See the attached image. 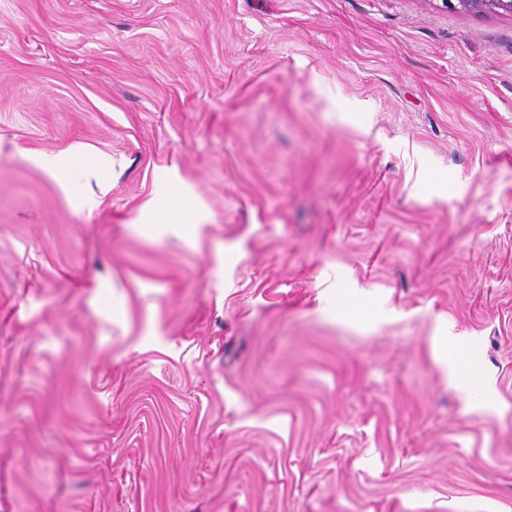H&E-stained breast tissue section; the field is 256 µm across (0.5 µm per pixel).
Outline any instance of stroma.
Masks as SVG:
<instances>
[{"instance_id":"35a3bbf8","label":"stroma","mask_w":512,"mask_h":512,"mask_svg":"<svg viewBox=\"0 0 512 512\" xmlns=\"http://www.w3.org/2000/svg\"><path fill=\"white\" fill-rule=\"evenodd\" d=\"M0 512H512V19L0 0ZM432 341L435 356L446 367L448 374L471 389L474 386L473 378L461 369V354L455 338L447 336L446 332H439L433 336Z\"/></svg>"}]
</instances>
